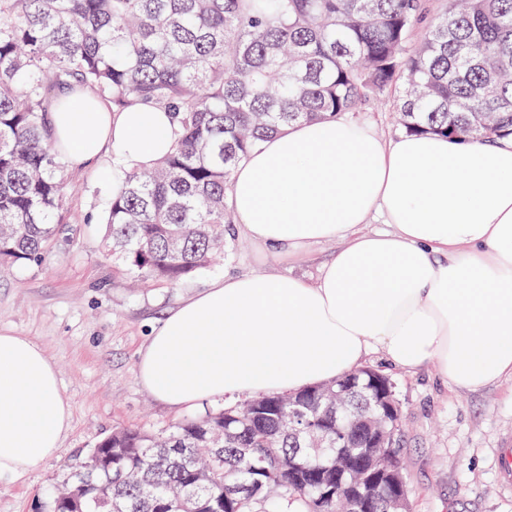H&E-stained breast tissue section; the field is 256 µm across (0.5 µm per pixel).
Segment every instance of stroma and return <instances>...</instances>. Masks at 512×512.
<instances>
[{"label": "stroma", "mask_w": 512, "mask_h": 512, "mask_svg": "<svg viewBox=\"0 0 512 512\" xmlns=\"http://www.w3.org/2000/svg\"><path fill=\"white\" fill-rule=\"evenodd\" d=\"M63 174L67 221L43 264L0 273V328L32 340L54 364L71 426L58 455L0 487V512H38L45 496L113 428L158 433L241 403L236 395L176 411L154 399L137 370L151 329L217 277L272 266L312 278L333 251L322 245L276 261L239 236L225 242L223 260L179 285L133 288L103 244L110 159L93 169L68 165ZM366 365L391 379L402 408L409 512H512V497L503 496L498 483L500 465L512 456V383L456 391L431 369L411 375L376 355Z\"/></svg>", "instance_id": "stroma-1"}]
</instances>
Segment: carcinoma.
I'll return each mask as SVG.
<instances>
[{
  "label": "carcinoma",
  "instance_id": "1",
  "mask_svg": "<svg viewBox=\"0 0 512 512\" xmlns=\"http://www.w3.org/2000/svg\"><path fill=\"white\" fill-rule=\"evenodd\" d=\"M94 97L171 112L172 151L116 167L109 251L137 281L177 285L224 256L226 199L248 153L284 127L395 104L405 134L512 137V0H0V266L41 264L65 218L50 114ZM294 395H258L158 434L116 427L39 512H353L327 497L282 424ZM371 398L362 382L349 412Z\"/></svg>",
  "mask_w": 512,
  "mask_h": 512
}]
</instances>
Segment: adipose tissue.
<instances>
[{"instance_id": "adipose-tissue-1", "label": "adipose tissue", "mask_w": 512, "mask_h": 512, "mask_svg": "<svg viewBox=\"0 0 512 512\" xmlns=\"http://www.w3.org/2000/svg\"><path fill=\"white\" fill-rule=\"evenodd\" d=\"M69 163L139 169L171 148L172 116L91 102L51 116ZM235 230L271 255L335 250L315 279L227 275L170 310L138 377L179 410L224 395L295 393L370 355L451 387L512 380V140L380 139L340 119L284 129L234 170ZM380 219L383 230L364 231ZM70 427L54 365L0 330V482L54 456Z\"/></svg>"}]
</instances>
